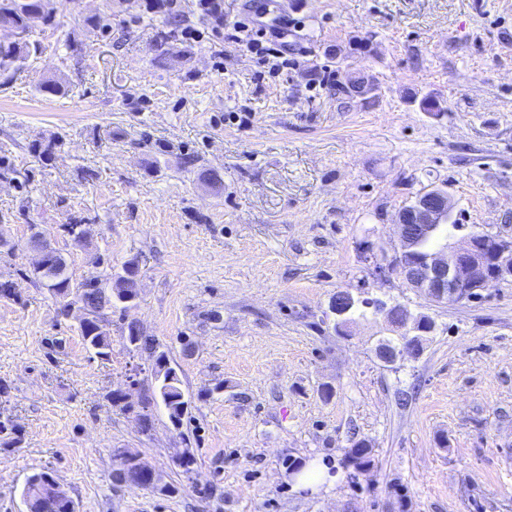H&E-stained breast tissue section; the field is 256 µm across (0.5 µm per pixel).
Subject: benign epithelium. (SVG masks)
<instances>
[{
	"mask_svg": "<svg viewBox=\"0 0 512 512\" xmlns=\"http://www.w3.org/2000/svg\"><path fill=\"white\" fill-rule=\"evenodd\" d=\"M427 192L399 210L395 220L399 247L393 255L382 248H369L375 273L385 276L396 272L435 303L469 300L489 283L511 279V237L471 233L461 245L449 241L430 244L452 222L454 203L442 187L433 186ZM363 308L373 310L390 330L400 332L397 340H381L376 347L378 358L386 364L420 351L425 335L433 330L431 320L421 313L413 314L399 303L377 302L349 289L342 291V300L330 306L337 330L355 323L356 313Z\"/></svg>",
	"mask_w": 512,
	"mask_h": 512,
	"instance_id": "7a95c632",
	"label": "benign epithelium"
}]
</instances>
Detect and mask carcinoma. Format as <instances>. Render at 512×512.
Listing matches in <instances>:
<instances>
[{
  "mask_svg": "<svg viewBox=\"0 0 512 512\" xmlns=\"http://www.w3.org/2000/svg\"><path fill=\"white\" fill-rule=\"evenodd\" d=\"M44 0H0V28H12L20 31H30L31 23L36 19L45 22L49 16L43 10ZM41 52V44L36 40L26 39L22 42L0 40V75L10 77L22 70L27 63ZM127 275L117 274L112 279L111 287L107 288L96 277H90L71 288V277L68 274L67 262L60 252H55L49 258V264L35 270V279L45 286L55 298L67 296L73 292L85 307L98 311L103 307L112 308L122 304L126 296H137V276L139 267L137 260L126 263ZM80 334L88 347L100 358L110 356L112 340L103 318L86 325L79 326ZM127 348L131 351H147L154 359L153 389L146 396V401H160L168 414L172 425L176 428L182 425L188 413V400L182 388V379L177 369L173 367L163 352L157 351L153 340L137 332L129 338ZM0 436L3 445L18 448L22 438L18 428L13 424L0 421ZM120 468L113 478L124 481L128 474L136 475L137 483L143 487H157L154 473L143 464L137 455L122 452L119 454ZM350 462L358 468L371 465V450L364 441H358L348 452ZM50 473L35 472L27 477L22 496L26 512H76L73 499L64 498L51 502L49 488L45 478Z\"/></svg>",
  "mask_w": 512,
  "mask_h": 512,
  "instance_id": "carcinoma-1",
  "label": "carcinoma"
}]
</instances>
